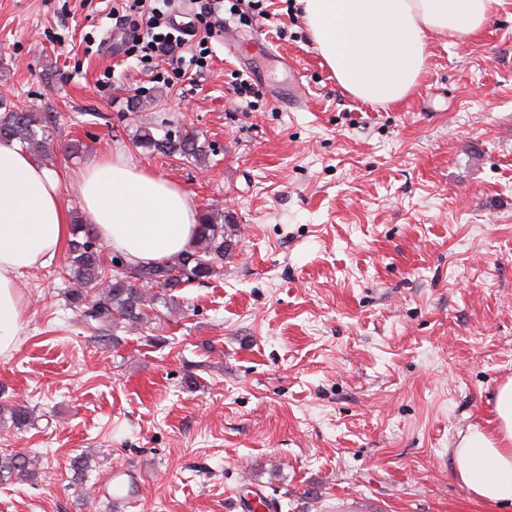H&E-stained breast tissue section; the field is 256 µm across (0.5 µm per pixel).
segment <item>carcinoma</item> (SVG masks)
Instances as JSON below:
<instances>
[{"label": "carcinoma", "instance_id": "obj_1", "mask_svg": "<svg viewBox=\"0 0 512 512\" xmlns=\"http://www.w3.org/2000/svg\"><path fill=\"white\" fill-rule=\"evenodd\" d=\"M0 140H16L39 162H49L54 155L51 143L54 116L38 107L16 111L0 98ZM144 147L164 157L177 156L187 162L201 163L210 146L200 141L199 134L191 130H168L160 138L148 127L138 135ZM216 209L205 212L200 218V233L195 245L184 253L176 254L154 266H136L135 284L126 280L120 268L128 262L119 255L105 261L100 240L90 231V225L77 220L72 224L69 243L68 268L72 288L68 299L81 309L86 321L102 333L122 325L128 328H145L154 320H161L163 313L180 309L181 302L174 295L179 288L192 283H204L219 273L224 259L232 250L235 225L217 222ZM158 291L151 294L147 286ZM163 304L160 311L157 304ZM10 419L18 429L29 425L30 411L24 405L9 408ZM14 474L32 476L35 466L21 453L0 455V479Z\"/></svg>", "mask_w": 512, "mask_h": 512}]
</instances>
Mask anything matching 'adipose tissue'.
Wrapping results in <instances>:
<instances>
[{"instance_id":"adipose-tissue-1","label":"adipose tissue","mask_w":512,"mask_h":512,"mask_svg":"<svg viewBox=\"0 0 512 512\" xmlns=\"http://www.w3.org/2000/svg\"><path fill=\"white\" fill-rule=\"evenodd\" d=\"M304 25L338 83L352 96L395 103L417 86L433 35L466 38L487 23L492 0H301ZM66 171L34 162L0 141V357L27 319L18 283L52 263L71 237L62 195ZM79 203L95 233L134 266L190 250L198 233L192 194L124 151L76 174ZM494 433L474 428L454 450V469L479 499L512 506V380L496 397Z\"/></svg>"}]
</instances>
